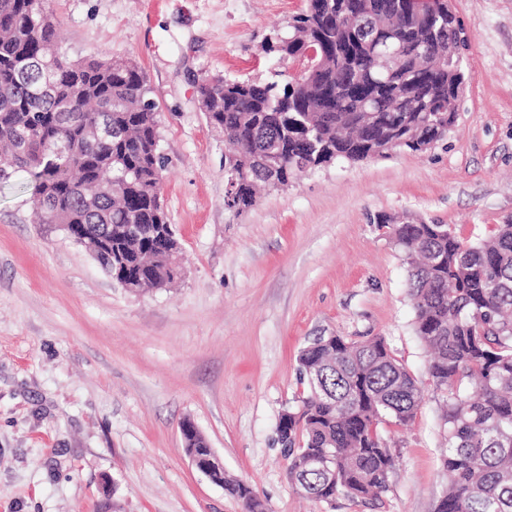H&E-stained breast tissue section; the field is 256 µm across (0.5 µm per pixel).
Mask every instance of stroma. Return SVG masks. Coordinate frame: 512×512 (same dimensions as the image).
<instances>
[{"label":"stroma","instance_id":"35a3bbf8","mask_svg":"<svg viewBox=\"0 0 512 512\" xmlns=\"http://www.w3.org/2000/svg\"><path fill=\"white\" fill-rule=\"evenodd\" d=\"M469 77L448 136L421 153L336 162L243 215L224 206V135L198 81L298 76L271 52L305 0H43L69 58L143 72L181 244L172 287L128 292L32 215L24 172L0 182V512H241L192 467L191 420L268 512H435L448 484L440 403L414 328L407 265L381 216L476 240L512 217V0H450ZM383 337L418 379L411 423L378 432L394 467L381 501L296 493L277 437L319 333Z\"/></svg>","mask_w":512,"mask_h":512}]
</instances>
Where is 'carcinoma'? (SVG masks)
<instances>
[{
    "instance_id": "obj_1",
    "label": "carcinoma",
    "mask_w": 512,
    "mask_h": 512,
    "mask_svg": "<svg viewBox=\"0 0 512 512\" xmlns=\"http://www.w3.org/2000/svg\"><path fill=\"white\" fill-rule=\"evenodd\" d=\"M435 17L416 0H306L277 51L313 47L312 80L201 79L196 93L208 123L224 131V169L237 185L226 209L241 215L256 189L285 185L337 160L362 161L381 146L422 151L456 121L450 106L448 0ZM41 0H0V179L22 170L30 207L130 291L164 288L180 274L179 244L160 188L155 102L142 71L112 58L72 60L56 47ZM100 119L112 138L87 126ZM66 150L54 151V142ZM405 254L417 335L431 352L428 373L447 408L451 481L437 512H512V220L466 244L447 224L390 225ZM307 396L277 434L288 480L301 495L328 501L379 500L393 458L378 435L391 418L405 425L422 399L418 381L376 336L356 342L316 336L298 352ZM183 447L209 442L180 425ZM332 454L333 476L310 471ZM243 512H267L248 481L224 479Z\"/></svg>"
}]
</instances>
